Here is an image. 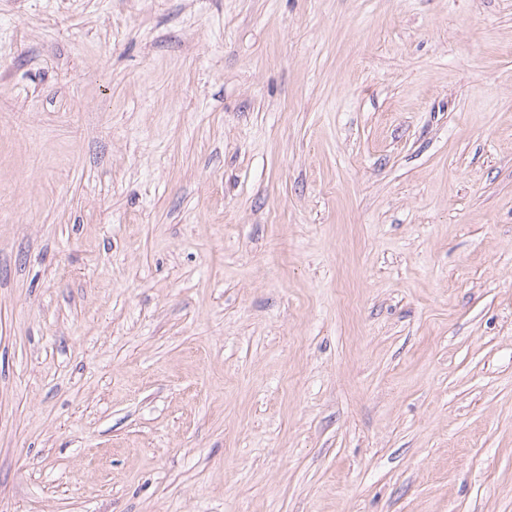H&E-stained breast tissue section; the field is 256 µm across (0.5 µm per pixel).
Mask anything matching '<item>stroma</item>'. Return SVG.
I'll return each instance as SVG.
<instances>
[{"label":"stroma","mask_w":512,"mask_h":512,"mask_svg":"<svg viewBox=\"0 0 512 512\" xmlns=\"http://www.w3.org/2000/svg\"><path fill=\"white\" fill-rule=\"evenodd\" d=\"M0 512H512V0H0Z\"/></svg>","instance_id":"1"}]
</instances>
